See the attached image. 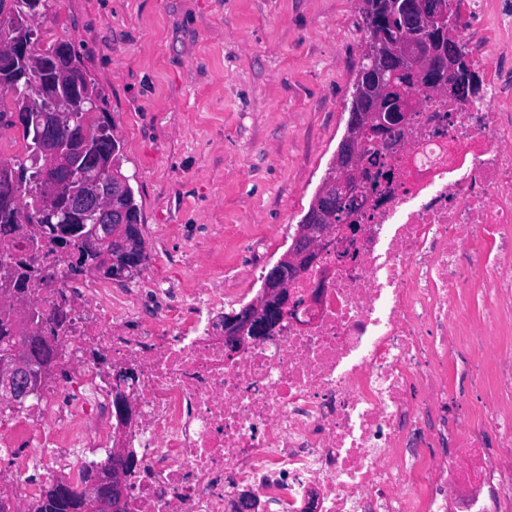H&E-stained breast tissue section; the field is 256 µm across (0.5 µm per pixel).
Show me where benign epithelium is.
I'll use <instances>...</instances> for the list:
<instances>
[{
    "label": "benign epithelium",
    "mask_w": 512,
    "mask_h": 512,
    "mask_svg": "<svg viewBox=\"0 0 512 512\" xmlns=\"http://www.w3.org/2000/svg\"><path fill=\"white\" fill-rule=\"evenodd\" d=\"M388 6L392 14L401 15L406 36L400 44L389 49L385 48L382 33L372 44L364 46V65L357 77H363L369 65L379 57L390 61L414 59L436 71L435 84L426 90L446 93L450 98L476 91L478 78L465 83L458 72L459 65L466 59L461 56L454 7L449 0H389ZM445 23L448 24L447 49L434 51L421 40L420 34ZM408 104L409 95L402 92L395 103L379 106L373 111L351 107L346 132L337 147L328 176L319 187L304 223L298 225L288 252L263 276L262 291L254 301L238 311L224 314L225 350H239L248 337L253 340L265 337L285 315H295L306 304L317 300V293L302 295L295 286L315 267L321 253L336 238L353 237L358 232L357 225L351 222L350 200L367 193L373 183L371 174L365 172L362 131L375 125L386 138L398 133L406 124ZM29 121L44 143H53L58 113L33 111ZM68 183L79 198L89 199L86 216L91 225L86 243L89 250L99 253L91 268L102 275L110 274L112 250H126L122 225L112 222V181L104 180L91 170ZM14 296L12 280L6 274L0 278V311L16 314L21 327L28 328L36 319V311L30 304L15 303ZM47 372L45 366L35 368V359L27 349L0 353V398L25 405L38 394L40 381ZM113 401L120 420L127 422L133 418L135 403L126 391L116 392ZM123 444L122 436H116L112 457L120 465L108 485L90 480L77 488L68 478L60 477L51 487L53 494L63 501H92L102 512H122L125 508L124 471L137 465L136 458Z\"/></svg>",
    "instance_id": "obj_1"
}]
</instances>
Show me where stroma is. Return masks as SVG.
<instances>
[{
	"instance_id": "obj_1",
	"label": "stroma",
	"mask_w": 512,
	"mask_h": 512,
	"mask_svg": "<svg viewBox=\"0 0 512 512\" xmlns=\"http://www.w3.org/2000/svg\"><path fill=\"white\" fill-rule=\"evenodd\" d=\"M478 42L512 59L482 0ZM39 45L69 40L101 94L140 209L152 279L255 298L342 139L366 25L359 0H49Z\"/></svg>"
}]
</instances>
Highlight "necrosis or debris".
Segmentation results:
<instances>
[{"instance_id":"necrosis-or-debris-1","label":"necrosis or debris","mask_w":512,"mask_h":512,"mask_svg":"<svg viewBox=\"0 0 512 512\" xmlns=\"http://www.w3.org/2000/svg\"><path fill=\"white\" fill-rule=\"evenodd\" d=\"M354 239L302 286L318 300L265 339L224 349V297L189 289L143 320L131 292L73 275L51 243L0 239L23 298L55 333L60 383L0 400V505L24 512L122 435L140 451L130 512H512V79L465 100L415 98ZM139 372L134 425L109 407ZM471 375L477 402L453 386ZM496 448L484 442L487 433Z\"/></svg>"}]
</instances>
